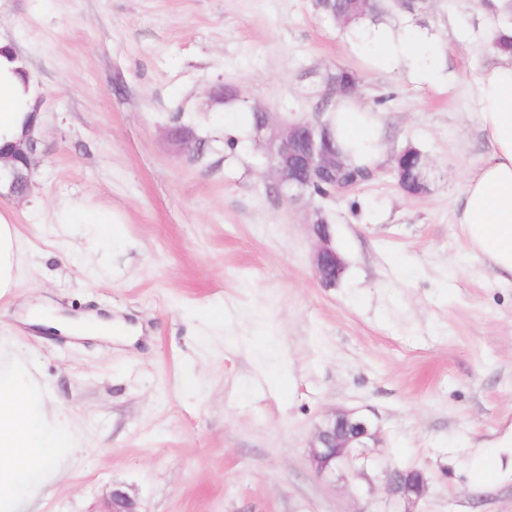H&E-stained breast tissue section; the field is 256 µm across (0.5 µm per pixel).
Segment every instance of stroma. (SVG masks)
I'll use <instances>...</instances> for the list:
<instances>
[{"mask_svg":"<svg viewBox=\"0 0 512 512\" xmlns=\"http://www.w3.org/2000/svg\"><path fill=\"white\" fill-rule=\"evenodd\" d=\"M487 0H428L378 27L428 36L425 81L375 64L314 0H0V38L27 63L43 158L15 214L25 262L0 299V337L32 362L79 429L73 465L31 512H104L113 489L142 512H389L386 470L420 469L414 512H512V278L457 222L488 152L472 107L498 56ZM357 77L388 151L419 149L427 190L391 167L347 196L288 202L224 154L239 113L312 116L336 69ZM230 86L236 101L208 106ZM191 124L189 152L165 134ZM111 215L95 238L60 210ZM323 214L346 269L314 272ZM139 328L72 338L20 321L35 306ZM336 409L374 421L368 478H319L314 429Z\"/></svg>","mask_w":512,"mask_h":512,"instance_id":"obj_1","label":"stroma"}]
</instances>
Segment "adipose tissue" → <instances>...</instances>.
Masks as SVG:
<instances>
[{"label":"adipose tissue","mask_w":512,"mask_h":512,"mask_svg":"<svg viewBox=\"0 0 512 512\" xmlns=\"http://www.w3.org/2000/svg\"><path fill=\"white\" fill-rule=\"evenodd\" d=\"M363 44L381 64L403 59L417 68L423 59L435 57L421 36L400 42L382 28L366 31ZM476 94L491 151L466 184L458 222L472 252L501 275L512 276V52H500L497 63L481 69ZM37 106L30 75L9 44L0 41V147L19 141L39 124ZM332 123L339 140L373 142L370 161L381 162L385 145L380 124L355 96L339 97ZM20 265L18 228L11 213L0 212V298L15 287ZM27 319L70 336L112 333L111 320L93 315L73 318L34 308ZM77 444L70 420L51 403L30 362L0 339V512H28L70 465Z\"/></svg>","instance_id":"obj_1"}]
</instances>
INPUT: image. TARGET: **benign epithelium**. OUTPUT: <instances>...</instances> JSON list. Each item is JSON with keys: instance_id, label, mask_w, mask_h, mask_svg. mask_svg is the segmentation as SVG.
<instances>
[{"instance_id": "1", "label": "benign epithelium", "mask_w": 512, "mask_h": 512, "mask_svg": "<svg viewBox=\"0 0 512 512\" xmlns=\"http://www.w3.org/2000/svg\"><path fill=\"white\" fill-rule=\"evenodd\" d=\"M268 138L266 172L279 197L302 201L308 196V185L328 173L336 172L340 156L320 118H282L274 120L265 113L256 140ZM39 136L28 133L8 153L0 152V198L24 200L32 191L34 169L40 163ZM315 237L314 269L319 283L327 288L336 285L345 264L332 241L330 224L318 217L312 222ZM379 435L372 419L356 410L339 409L328 414L315 428L309 445L308 459L312 469L323 479L336 480L348 475L366 477L373 464L372 449ZM426 481L417 470L396 469L386 474L389 498L405 504L403 512L424 493ZM105 512H140L138 502L124 491H112Z\"/></svg>"}]
</instances>
